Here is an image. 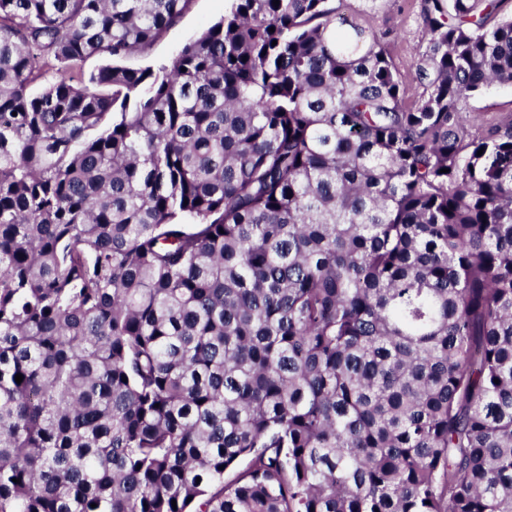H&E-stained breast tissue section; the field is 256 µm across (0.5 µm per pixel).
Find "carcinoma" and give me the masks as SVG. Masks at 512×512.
<instances>
[{
    "mask_svg": "<svg viewBox=\"0 0 512 512\" xmlns=\"http://www.w3.org/2000/svg\"><path fill=\"white\" fill-rule=\"evenodd\" d=\"M189 2L0 0V512H512V0ZM226 0H191L188 9L144 52L127 58L131 68L158 66L174 55L191 37L200 34L224 15ZM329 4L341 12L360 14L364 24L375 30H392L393 64L407 87L414 89L416 53L424 39L420 0H331ZM464 112L476 120H491L512 114V87L491 86L466 100Z\"/></svg>",
    "mask_w": 512,
    "mask_h": 512,
    "instance_id": "cac0c4a2",
    "label": "carcinoma"
}]
</instances>
